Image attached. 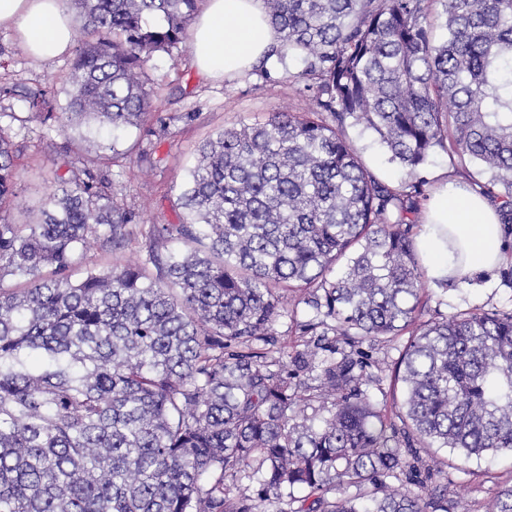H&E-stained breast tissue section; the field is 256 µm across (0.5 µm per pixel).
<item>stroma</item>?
Segmentation results:
<instances>
[{"label": "stroma", "mask_w": 512, "mask_h": 512, "mask_svg": "<svg viewBox=\"0 0 512 512\" xmlns=\"http://www.w3.org/2000/svg\"><path fill=\"white\" fill-rule=\"evenodd\" d=\"M68 56L41 63L28 54L11 31L0 29V77H8L21 87L39 85L52 93L54 107L66 100L62 77ZM299 60L287 66H272L269 76L247 71L234 78L203 79L189 48L173 55L155 57L151 77L158 84L153 115L140 128L111 135L94 126H73L64 131L48 129L41 119L26 124H10L7 133L16 155L15 198L8 218L15 224H34L41 218L46 197L54 189L53 161L73 155L91 161L110 150L131 151L132 162L117 176L120 197L128 206L143 209V221L127 227L128 244L120 251L99 242L79 250L81 267L100 269L112 264L142 262L147 255L146 232L152 224L179 223L183 211L176 205L201 142L214 131L253 124L277 111L302 112L312 104L300 81L284 83V72L299 73ZM346 136L364 163L383 181L397 184L404 171L390 162L377 135L359 125L348 126ZM424 190L433 193L453 182L473 192H481L494 178L492 171L474 164H451L443 151H436L426 164ZM426 307L424 319H439L465 310H512V262L503 265L493 277L467 276L448 287H440L422 277ZM406 343L405 337L363 343L362 351L383 368L380 389L371 390L374 402L389 417L402 413V393L394 387L392 370ZM417 455L435 470V484L448 488L449 500L468 501L474 512L481 509L492 490L512 482V456H486L462 459L459 452L438 445L418 447Z\"/></svg>", "instance_id": "obj_1"}]
</instances>
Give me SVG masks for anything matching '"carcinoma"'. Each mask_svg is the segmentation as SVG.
<instances>
[{"label": "carcinoma", "mask_w": 512, "mask_h": 512, "mask_svg": "<svg viewBox=\"0 0 512 512\" xmlns=\"http://www.w3.org/2000/svg\"><path fill=\"white\" fill-rule=\"evenodd\" d=\"M72 2L65 111L38 86L0 81V98L62 128L140 125L148 65L188 40L197 0ZM264 2L279 41L255 71L300 59L313 107L214 133L177 197L185 217L151 225L140 264H76L92 238L125 248L140 221L111 177L128 155L65 161L41 220L13 224L0 126V281L25 279L0 287V512H448V486L411 489L432 479L414 442L512 453V311L421 320L412 241L438 149L495 172L486 192L512 224V0ZM349 125L378 135L403 182L363 163ZM303 286L313 339L273 357L258 344ZM404 332L398 426L358 344ZM485 512H512V484Z\"/></svg>", "instance_id": "obj_1"}]
</instances>
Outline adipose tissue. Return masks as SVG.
<instances>
[{"mask_svg":"<svg viewBox=\"0 0 512 512\" xmlns=\"http://www.w3.org/2000/svg\"><path fill=\"white\" fill-rule=\"evenodd\" d=\"M2 27L42 63L68 52L75 37L65 0H0ZM277 37L264 0H204L189 27L194 62L202 76L212 79L250 69ZM427 224L420 249L432 280L490 273L512 256L496 209L455 185L436 193Z\"/></svg>","mask_w":512,"mask_h":512,"instance_id":"ef3b65f1","label":"adipose tissue"}]
</instances>
